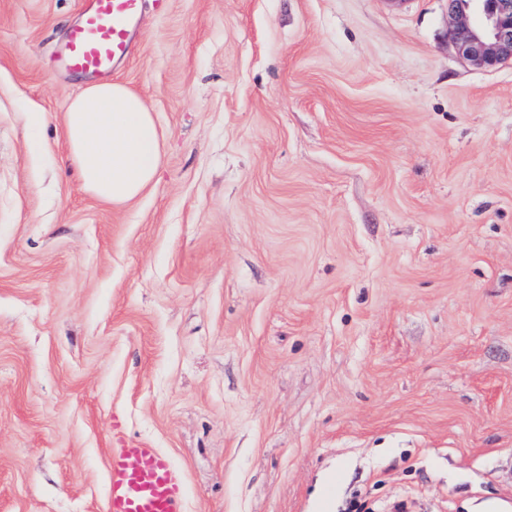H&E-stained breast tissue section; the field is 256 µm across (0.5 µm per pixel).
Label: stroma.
Masks as SVG:
<instances>
[{"instance_id":"stroma-1","label":"stroma","mask_w":512,"mask_h":512,"mask_svg":"<svg viewBox=\"0 0 512 512\" xmlns=\"http://www.w3.org/2000/svg\"><path fill=\"white\" fill-rule=\"evenodd\" d=\"M81 0H0V512H105L107 452L185 512L512 503V64L447 0H147L113 81L153 188L85 192L55 53ZM108 512H183V485L168 456L124 442L108 457Z\"/></svg>"}]
</instances>
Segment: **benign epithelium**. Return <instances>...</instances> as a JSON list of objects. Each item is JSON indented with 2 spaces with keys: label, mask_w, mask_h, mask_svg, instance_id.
Instances as JSON below:
<instances>
[{
  "label": "benign epithelium",
  "mask_w": 512,
  "mask_h": 512,
  "mask_svg": "<svg viewBox=\"0 0 512 512\" xmlns=\"http://www.w3.org/2000/svg\"><path fill=\"white\" fill-rule=\"evenodd\" d=\"M451 42L472 66L512 63V0H448Z\"/></svg>",
  "instance_id": "obj_1"
}]
</instances>
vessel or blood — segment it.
<instances>
[{
    "instance_id": "b4317fda",
    "label": "vessel or blood",
    "mask_w": 512,
    "mask_h": 512,
    "mask_svg": "<svg viewBox=\"0 0 512 512\" xmlns=\"http://www.w3.org/2000/svg\"><path fill=\"white\" fill-rule=\"evenodd\" d=\"M143 0H86L57 51L62 69L98 76L133 53ZM108 512H183V485L168 456L127 441L108 457Z\"/></svg>"
}]
</instances>
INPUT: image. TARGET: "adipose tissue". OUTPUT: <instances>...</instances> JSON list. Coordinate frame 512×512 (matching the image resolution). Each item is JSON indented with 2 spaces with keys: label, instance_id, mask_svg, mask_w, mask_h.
Instances as JSON below:
<instances>
[{
  "label": "adipose tissue",
  "instance_id": "obj_1",
  "mask_svg": "<svg viewBox=\"0 0 512 512\" xmlns=\"http://www.w3.org/2000/svg\"><path fill=\"white\" fill-rule=\"evenodd\" d=\"M69 159L93 197L124 205L155 181L163 139L144 101L119 82L87 86L63 114Z\"/></svg>",
  "mask_w": 512,
  "mask_h": 512
}]
</instances>
